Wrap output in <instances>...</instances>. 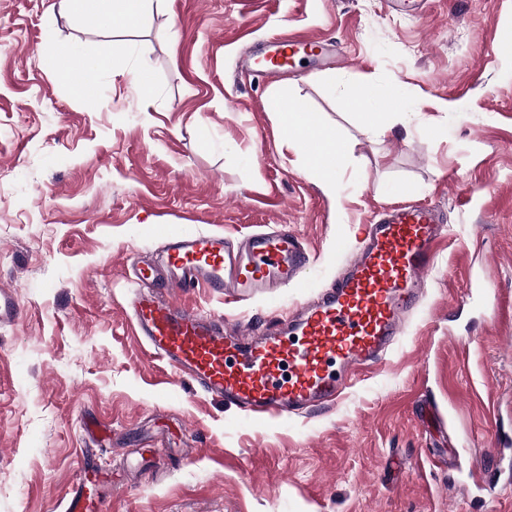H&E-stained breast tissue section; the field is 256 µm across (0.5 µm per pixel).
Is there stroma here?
Listing matches in <instances>:
<instances>
[{"label":"stroma","instance_id":"stroma-1","mask_svg":"<svg viewBox=\"0 0 512 512\" xmlns=\"http://www.w3.org/2000/svg\"><path fill=\"white\" fill-rule=\"evenodd\" d=\"M55 2L0 0V285L25 309L0 328V512H65L83 448L111 512H512V470L491 487L469 465L512 436V50L496 47L512 0L398 13L384 0H153L114 30ZM285 30L322 37L341 62L271 79L242 66ZM51 43L112 52L98 105L56 77ZM143 64L147 99L132 78ZM360 82L386 135L343 103ZM398 85L405 115L386 105ZM276 92L347 139L339 199L281 146ZM402 202L437 207L448 236L399 342L331 408L246 419L131 333L127 266L155 256L164 225L301 235V287L183 297L261 328L325 288L363 226Z\"/></svg>","mask_w":512,"mask_h":512}]
</instances>
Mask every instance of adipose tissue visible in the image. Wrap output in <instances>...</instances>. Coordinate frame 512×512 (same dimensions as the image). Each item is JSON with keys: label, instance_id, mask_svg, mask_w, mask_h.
Returning a JSON list of instances; mask_svg holds the SVG:
<instances>
[{"label": "adipose tissue", "instance_id": "obj_1", "mask_svg": "<svg viewBox=\"0 0 512 512\" xmlns=\"http://www.w3.org/2000/svg\"><path fill=\"white\" fill-rule=\"evenodd\" d=\"M152 0H58L60 12L101 28L128 26L151 8ZM291 99L276 95L268 107L288 149L300 153L306 168L318 179L321 190L337 198L338 177L345 167L349 148L339 129L325 125L314 112L291 111Z\"/></svg>", "mask_w": 512, "mask_h": 512}]
</instances>
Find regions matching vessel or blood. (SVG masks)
Segmentation results:
<instances>
[{
  "instance_id": "b4317fda",
  "label": "vessel or blood",
  "mask_w": 512,
  "mask_h": 512,
  "mask_svg": "<svg viewBox=\"0 0 512 512\" xmlns=\"http://www.w3.org/2000/svg\"><path fill=\"white\" fill-rule=\"evenodd\" d=\"M292 34L269 53L294 57L310 46ZM448 230L434 207L403 205L364 225L346 271L311 303L244 330L182 303L196 288L236 302L299 286L310 262L287 225H259L240 241L223 233L164 235L155 260L137 268L124 309L138 340L205 396L252 419L284 418L332 407L353 381L381 364L406 315L427 287ZM17 294L0 287V327L20 321ZM109 502L76 479L66 512H108Z\"/></svg>"
}]
</instances>
